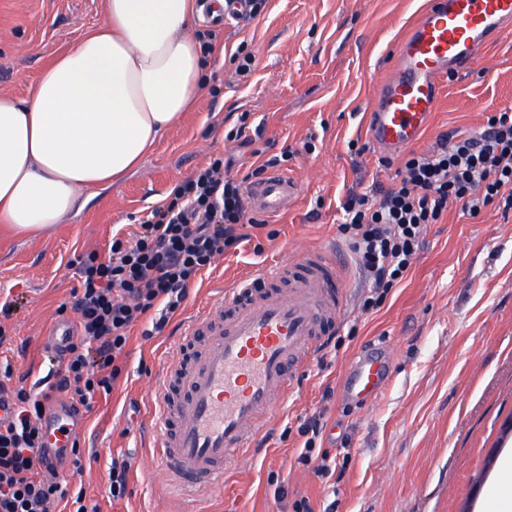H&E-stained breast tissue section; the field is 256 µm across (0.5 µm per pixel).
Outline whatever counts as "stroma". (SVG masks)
<instances>
[{"mask_svg":"<svg viewBox=\"0 0 512 512\" xmlns=\"http://www.w3.org/2000/svg\"><path fill=\"white\" fill-rule=\"evenodd\" d=\"M424 0H267L250 23H216L197 13L196 34L212 37L208 79L191 112L165 132L144 162L112 186L79 201L48 235H16L0 224V294L21 298L6 318L13 381L52 379L43 345L77 279L67 263L86 250H106L113 231H136L151 207L211 158L231 159L246 177L273 156L299 185L283 213L227 249L191 284L166 328L150 318L131 332L124 367L108 399L86 413L78 435L84 470L71 476L101 512H292L306 499L312 512H498L491 484L500 457L512 451V217L494 207L478 216L450 206L428 225L424 249L408 276L371 311L361 309L368 284L354 253L343 272L351 287L326 348L294 381L283 405L266 416L253 462L229 470L222 485L194 500L168 493L150 450L156 381L179 355L183 325L242 276L296 261L303 250L342 244L340 207L348 191L370 192L397 180L402 159L385 157L367 140L362 113L389 73L401 29ZM104 21V0H0V93L24 99L42 70ZM253 58L239 78L238 53ZM512 108V31L504 32L467 71L446 79L433 123L412 150L438 135L474 132L487 116ZM243 127L240 140L226 134ZM314 142L307 150L306 142ZM384 346L391 375L367 407L343 391L354 356ZM333 388L322 404L324 388ZM324 411L317 446L344 473L320 481L298 464V428ZM129 458V493L113 500V459ZM286 477L274 494L271 473Z\"/></svg>","mask_w":512,"mask_h":512,"instance_id":"35a3bbf8","label":"stroma"}]
</instances>
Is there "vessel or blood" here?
<instances>
[{"label":"vessel or blood","instance_id":"obj_1","mask_svg":"<svg viewBox=\"0 0 512 512\" xmlns=\"http://www.w3.org/2000/svg\"><path fill=\"white\" fill-rule=\"evenodd\" d=\"M512 26V0H429L396 42L388 76L367 109L366 132L379 151L401 154L419 142L440 102L442 83L468 69L501 29ZM299 184L267 171L249 182L250 209L275 216L295 200ZM341 252L303 251L290 265L265 267L227 289L185 329L184 342L206 337L198 361L170 362L158 383L161 441L152 456L175 490L197 497L224 479L227 466L249 463L265 416L288 393L338 322L349 286ZM74 334L72 322L53 323L46 345L60 352ZM350 399L367 404L388 377L387 357L364 354L351 368ZM46 453L67 463L70 435L83 416L57 399L41 418Z\"/></svg>","mask_w":512,"mask_h":512}]
</instances>
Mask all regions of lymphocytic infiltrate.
<instances>
[{
	"instance_id": "1",
	"label": "lymphocytic infiltrate",
	"mask_w": 512,
	"mask_h": 512,
	"mask_svg": "<svg viewBox=\"0 0 512 512\" xmlns=\"http://www.w3.org/2000/svg\"><path fill=\"white\" fill-rule=\"evenodd\" d=\"M400 175L376 195L348 192L342 204L340 230L374 293H389L407 277L426 226L439 223L449 204L472 216L491 205L512 213V112L488 116L478 131L440 136L427 152L407 156ZM252 224L243 181L230 161L218 157L176 184L131 239L116 236L107 253L76 257L77 335L58 359L57 381L38 390L12 387L11 368L0 371V392L11 400L10 417L0 423V512H99L84 489L69 490L58 474H47L37 417L61 393L85 411L110 396L133 327L152 313L154 329L162 330L190 283L245 241ZM323 429L318 415L300 425L298 461L328 481L332 463L316 453Z\"/></svg>"
}]
</instances>
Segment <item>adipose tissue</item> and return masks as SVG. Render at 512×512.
<instances>
[{
  "mask_svg": "<svg viewBox=\"0 0 512 512\" xmlns=\"http://www.w3.org/2000/svg\"><path fill=\"white\" fill-rule=\"evenodd\" d=\"M195 0H106L105 20L43 71L0 93V223L39 236L80 197L136 168L195 103L206 61Z\"/></svg>",
  "mask_w": 512,
  "mask_h": 512,
  "instance_id": "1",
  "label": "adipose tissue"
}]
</instances>
